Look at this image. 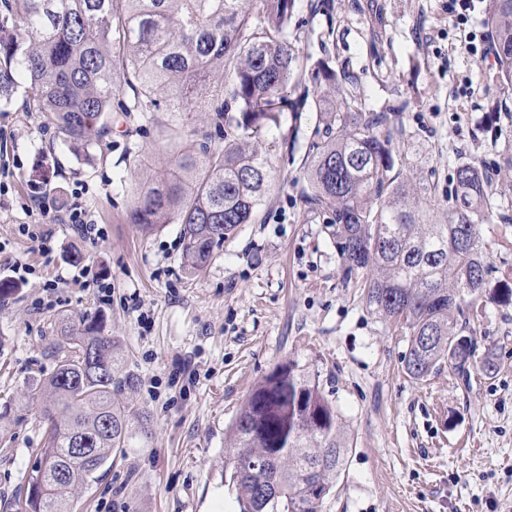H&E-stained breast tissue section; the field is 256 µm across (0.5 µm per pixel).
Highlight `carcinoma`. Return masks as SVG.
Instances as JSON below:
<instances>
[{
  "instance_id": "obj_1",
  "label": "carcinoma",
  "mask_w": 512,
  "mask_h": 512,
  "mask_svg": "<svg viewBox=\"0 0 512 512\" xmlns=\"http://www.w3.org/2000/svg\"><path fill=\"white\" fill-rule=\"evenodd\" d=\"M297 0H4L17 20L0 24V100L20 84L63 132L72 154L89 157L112 112H193L205 104L224 118V143L205 140L155 171L134 196L128 219L150 231L181 224L188 270L200 272L224 239L248 224L270 187L258 147L281 113H316L305 160V200L331 214L346 277H362L363 299L379 319L408 336L405 370L424 380L443 363L469 370L476 343L462 335L486 314L490 292L512 301V286L491 282L479 226L502 203L488 167L459 159L448 188V222H432L438 203L395 172L402 129L357 95L355 76L318 66L311 79L335 99L288 98L302 82L298 48L288 39ZM486 25L496 79L512 87V0H490ZM119 35L112 47L109 33ZM224 65V81L210 79ZM162 88L171 91L158 98ZM117 105H112V100ZM57 364L33 396L48 435L28 482L27 512H69V494L113 456L134 447L122 348L103 320H60ZM92 457L76 453L78 444ZM350 435L319 381L290 359L251 391L232 425L225 463L239 512H319L345 470Z\"/></svg>"
}]
</instances>
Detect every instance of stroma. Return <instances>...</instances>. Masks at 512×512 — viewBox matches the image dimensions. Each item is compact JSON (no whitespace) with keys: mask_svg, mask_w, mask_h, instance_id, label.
Here are the masks:
<instances>
[{"mask_svg":"<svg viewBox=\"0 0 512 512\" xmlns=\"http://www.w3.org/2000/svg\"><path fill=\"white\" fill-rule=\"evenodd\" d=\"M314 2L297 0L288 30L300 64L358 76L362 100L403 131L402 179L434 184L443 199L455 158L482 159L512 216V90L468 38L485 31L484 13L460 26L448 0H328L327 12ZM314 122L286 112L265 134L269 195L191 274L179 225L147 232L128 212L172 153L222 137L215 113H113L82 160L24 92L0 104V282L15 287L0 298V512H24L42 459L46 425L31 387L55 367L61 313L102 317L121 342L130 425L148 431L74 493L72 512H239L224 464L230 428L251 390L291 359L317 375L353 440L321 512H512V304L488 301L466 330L492 350L491 371L409 377L405 336L345 281L326 215L305 202ZM296 123L304 135L294 143ZM35 194L52 211L80 201L98 239L53 224V249L42 254L30 233L41 221ZM480 232L492 279L512 282V223L496 218ZM82 270L98 287L73 281Z\"/></svg>","mask_w":512,"mask_h":512,"instance_id":"stroma-1","label":"stroma"}]
</instances>
